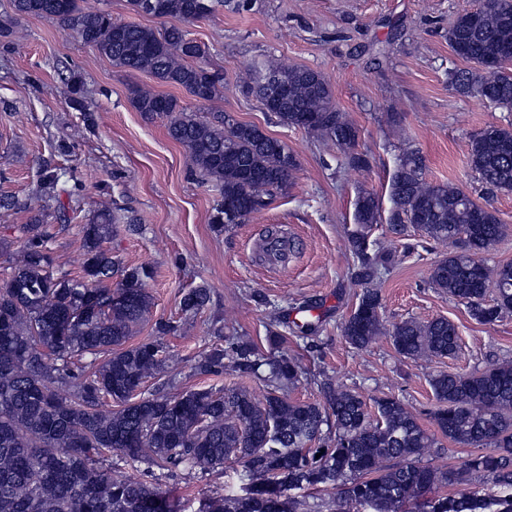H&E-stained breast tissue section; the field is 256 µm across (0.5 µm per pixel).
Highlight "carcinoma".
<instances>
[{
    "label": "carcinoma",
    "instance_id": "carcinoma-1",
    "mask_svg": "<svg viewBox=\"0 0 512 512\" xmlns=\"http://www.w3.org/2000/svg\"><path fill=\"white\" fill-rule=\"evenodd\" d=\"M248 11L253 0H127L136 14L194 22L226 3ZM16 14L54 19L67 36L95 49L126 72L149 74L159 83L183 88L210 106L203 116L180 101L144 86L130 90L137 111L167 120V133L187 151L192 169L212 184L218 199L211 223H244L266 209L276 193L293 184L294 156L280 139L232 119L219 106L224 73L206 63L207 48L180 27L161 32L135 23H115L104 11L85 10L80 0H13ZM454 54L469 63L448 70L457 94L512 110V5L484 0L475 20L460 15L448 30ZM245 93L285 127L303 128L336 145L343 162L370 167L357 150V130L336 109L326 76L315 69L268 60L255 62L243 81ZM471 168L485 193L512 191V131L494 125L470 145ZM417 150L399 155L390 184L392 208L382 219L372 193L356 200L355 229L349 234L352 278L365 285L343 335L356 349L386 336L401 356L417 360L456 353V326L444 317L407 320L384 328L381 298L372 287L394 264L392 247L371 238L385 222L396 235L407 226L457 250L433 267L430 282L467 304L469 315L492 323L512 312V264L490 266L479 256L504 235L496 212L464 193L424 177ZM58 173L42 175L35 200L0 197V208L30 213L26 241L0 285V512H181L162 481L184 471L206 474L234 458L248 484L200 503L199 512H401L428 493L422 512H512V494L479 490L440 494L438 490L477 477L512 489V363L470 373H443L431 380L443 407L433 421L455 444L483 448L458 468L423 462L441 443L398 398L374 400V410L356 394L329 385L323 400L300 402L285 389L304 373L301 361L282 346L288 332L308 335L305 319L290 326L277 307L267 324L265 351L247 336H232L200 356L198 375L224 371L252 376L268 389L265 401L246 390L209 387L167 391L172 355L160 337L177 332L172 322L155 323L156 338L130 345L135 329L150 321L152 301L146 265L127 266L105 243L119 223L133 220L103 204L84 227L83 274L54 268L44 246L45 202L56 197ZM493 303H485L489 287ZM209 291L180 294L179 307L198 313ZM156 389L140 397L142 385ZM144 465L146 478L126 476L122 467ZM338 490L326 502L316 493Z\"/></svg>",
    "mask_w": 512,
    "mask_h": 512
}]
</instances>
